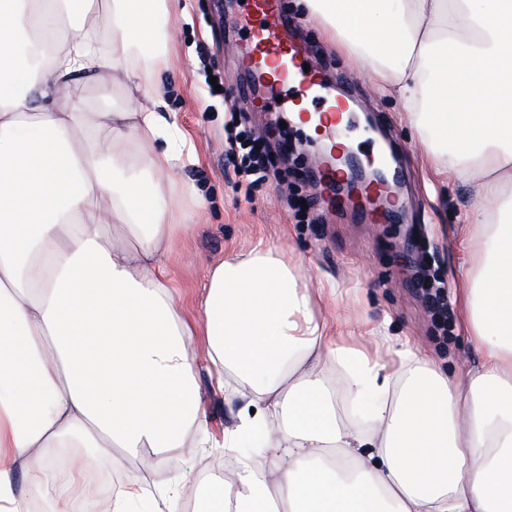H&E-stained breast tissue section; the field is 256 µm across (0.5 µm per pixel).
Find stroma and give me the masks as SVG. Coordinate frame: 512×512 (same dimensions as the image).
I'll return each mask as SVG.
<instances>
[{
  "instance_id": "35a3bbf8",
  "label": "stroma",
  "mask_w": 512,
  "mask_h": 512,
  "mask_svg": "<svg viewBox=\"0 0 512 512\" xmlns=\"http://www.w3.org/2000/svg\"><path fill=\"white\" fill-rule=\"evenodd\" d=\"M293 21L290 31L306 47L310 61L329 78V92H340L355 105L336 133L319 139L347 142L359 161L379 154L390 139L400 156L395 211L388 218L314 184L316 159L299 155L288 164H272L267 179L252 189L224 164L228 131L224 94L257 76L246 62L226 57L224 46L248 49V27L242 0H171L165 29L169 53L177 61L153 96L175 112L200 164L168 175L174 223L183 225L175 248L174 280L184 315H193L206 261L246 252L263 242L282 252L300 285L311 290L335 289L322 301V312L336 317V330L350 342L375 347L414 344L436 362L450 380L467 384L481 353L463 322L460 290L469 254L460 217L479 205L472 188L438 173L415 126L397 103L380 94L373 74L364 73L336 49L319 23L301 14L294 0H283ZM280 103L257 94L240 105L243 125L260 135L268 152L288 140H309V132L292 120V91ZM80 107L111 111L124 105L122 87L101 88L85 76L75 79ZM194 184L205 199L197 208L184 193ZM442 284L448 294V320L440 322L428 303V290ZM194 374L209 432L221 431L239 407L216 388L206 357ZM154 461L149 481L177 483L181 495L196 494L198 477L210 469L213 449L187 442L174 459L145 448L122 457L120 470Z\"/></svg>"
}]
</instances>
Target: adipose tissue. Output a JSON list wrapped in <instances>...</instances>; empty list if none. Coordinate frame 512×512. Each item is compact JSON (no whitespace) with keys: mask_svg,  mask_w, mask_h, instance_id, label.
I'll return each mask as SVG.
<instances>
[{"mask_svg":"<svg viewBox=\"0 0 512 512\" xmlns=\"http://www.w3.org/2000/svg\"><path fill=\"white\" fill-rule=\"evenodd\" d=\"M169 0H0V512H75L95 454L187 439L235 452L194 512H512V0H300L423 134L440 173L476 184L480 227L461 293L482 352L456 386L410 344L350 345L257 246L207 265L197 319L172 286L180 230L161 181L198 157L150 99ZM106 12L111 36L97 21ZM131 109L77 111L76 76ZM241 402L206 433L196 338ZM346 400L336 414L329 375ZM274 444L264 469L241 454ZM110 512H182L128 474Z\"/></svg>","mask_w":512,"mask_h":512,"instance_id":"1","label":"adipose tissue"}]
</instances>
